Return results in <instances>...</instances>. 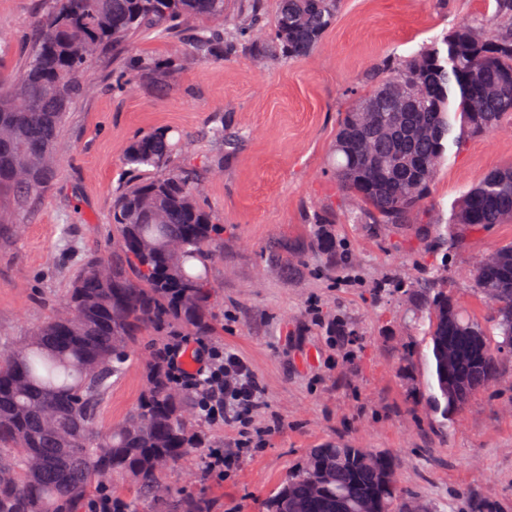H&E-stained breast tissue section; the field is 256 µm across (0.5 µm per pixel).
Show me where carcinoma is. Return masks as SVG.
Masks as SVG:
<instances>
[{
	"mask_svg": "<svg viewBox=\"0 0 512 512\" xmlns=\"http://www.w3.org/2000/svg\"><path fill=\"white\" fill-rule=\"evenodd\" d=\"M341 0H280L269 45L288 59L309 56L333 25ZM208 20L192 31L199 58L224 44V0H45L34 23L24 63L0 79V224H15L57 174L63 150L60 130L73 101L88 88L90 62L128 47L146 31L167 32ZM412 99L410 135L375 155L365 143L376 136L362 117L380 100L391 123ZM512 118V22L490 21L485 30L462 24L421 51L382 66L368 90L355 95L339 123L333 146L336 180L373 224H414L430 185L467 138L492 132ZM183 135L165 131L134 138L124 164L131 180L112 199L115 254L93 253L71 282L61 310L18 343L0 352V467L15 474L0 484V512H93L112 499V512H135L143 497L154 512H213L203 496L174 491L161 482L158 459L186 458L204 439L193 425L185 391H171L166 367L147 366L139 403L120 422L105 426L100 407L125 373L143 332L179 327L207 336L212 322L209 262L224 242V225L200 201V174L175 165ZM30 178L13 179L19 165ZM512 223V166L502 167L467 190L439 221L446 243L458 245L497 224ZM181 242L172 251L168 243ZM309 246L336 255V238L325 226L311 231ZM479 259L474 287L494 310L492 323L465 313L438 286L421 326L433 361L435 404L461 409L497 378L512 356V244ZM105 262L111 274L96 267ZM52 415L59 431L47 428ZM37 455L32 472L27 459ZM387 451L313 448L301 466L265 503V512H401L406 493ZM319 469L322 492H310L307 471Z\"/></svg>",
	"mask_w": 512,
	"mask_h": 512,
	"instance_id": "carcinoma-1",
	"label": "carcinoma"
}]
</instances>
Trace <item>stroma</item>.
Wrapping results in <instances>:
<instances>
[{
	"label": "stroma",
	"instance_id": "35a3bbf8",
	"mask_svg": "<svg viewBox=\"0 0 512 512\" xmlns=\"http://www.w3.org/2000/svg\"><path fill=\"white\" fill-rule=\"evenodd\" d=\"M225 30L258 33L223 55H190L187 31L141 34L130 48L93 61L92 90L76 99L61 135L57 178L27 223L0 233V344L26 334L60 303L87 255L112 252V195L126 181L134 136L175 130L190 140L187 162L205 179L201 197L224 226L222 255L209 264L211 342L243 357L263 387L251 426L268 431L261 452L239 455L235 433L197 421L205 445L162 473L174 490L202 493L214 512H263L266 499L309 449L336 442L389 451L396 478L421 512H512V359L496 381L457 413L435 411L432 369L414 322L424 283L444 265L448 291L477 321L492 307L471 270L489 250L512 243L498 224L451 249L437 248L433 224L491 170L512 165V128L470 139L430 188L418 224H370L339 187L330 164L336 128L353 91L387 59L405 57L461 24H482L495 0H342L315 51L290 61L264 51L279 0H226ZM44 0H0V75L23 63L25 41ZM154 62L137 69V60ZM131 74L127 89L112 74ZM232 139H213V128ZM325 219L335 263L309 248ZM287 245L285 267L267 266L270 246ZM342 322L356 345L337 342ZM144 351H136L104 405L124 418L141 395ZM235 458L218 478L206 449Z\"/></svg>",
	"mask_w": 512,
	"mask_h": 512
}]
</instances>
